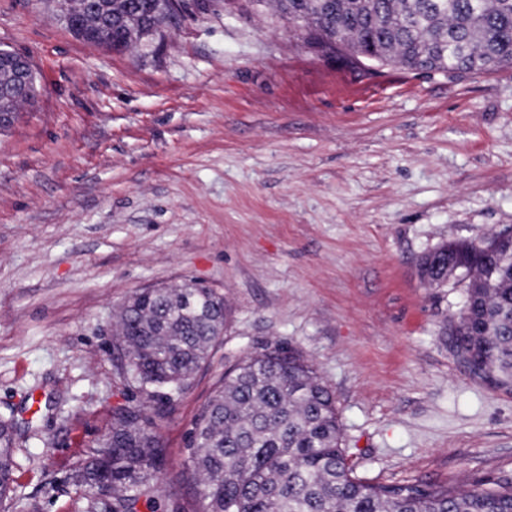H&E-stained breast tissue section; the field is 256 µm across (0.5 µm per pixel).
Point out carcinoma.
Instances as JSON below:
<instances>
[{
  "label": "carcinoma",
  "instance_id": "carcinoma-1",
  "mask_svg": "<svg viewBox=\"0 0 512 512\" xmlns=\"http://www.w3.org/2000/svg\"><path fill=\"white\" fill-rule=\"evenodd\" d=\"M278 18L316 53L359 63L371 55L411 72L486 73L512 67V0H276ZM150 16L158 35L168 0H112L118 17ZM0 72V110L16 112ZM429 288H465L449 325L452 350L470 372L512 391V246L448 240L425 252ZM224 300L190 282L139 291L118 317L123 375L139 396L112 410L107 447L90 452L72 479L88 512H159L166 451L153 428L207 362L220 339ZM12 423L0 420V512L14 506ZM190 477L201 512H512V478L461 488L378 484L355 473L334 398L314 365L275 343L224 374L194 422Z\"/></svg>",
  "mask_w": 512,
  "mask_h": 512
}]
</instances>
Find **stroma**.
<instances>
[{"label": "stroma", "instance_id": "35a3bbf8", "mask_svg": "<svg viewBox=\"0 0 512 512\" xmlns=\"http://www.w3.org/2000/svg\"><path fill=\"white\" fill-rule=\"evenodd\" d=\"M0 47L38 99L0 134V418L17 512H81L71 474L134 397L114 316L196 281L231 315L159 428L165 491L199 512L189 433L228 360L296 346L336 401L359 477L451 488L512 476V392L444 327L464 288L420 256L512 226V69L415 74L304 47L248 0H180L147 50L77 40L49 0H0Z\"/></svg>", "mask_w": 512, "mask_h": 512}]
</instances>
